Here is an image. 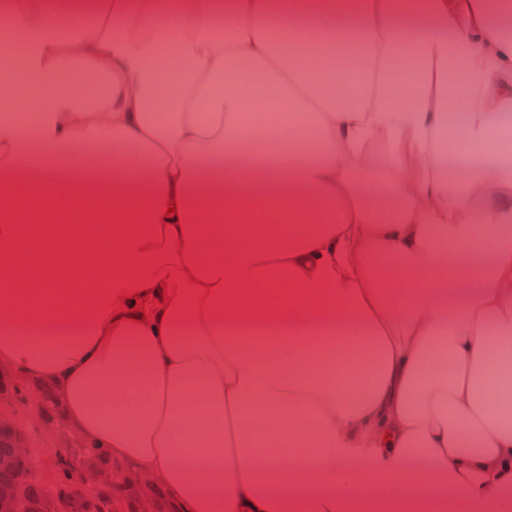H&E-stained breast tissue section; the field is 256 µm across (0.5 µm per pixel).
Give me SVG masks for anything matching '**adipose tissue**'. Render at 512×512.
Returning a JSON list of instances; mask_svg holds the SVG:
<instances>
[{"label": "adipose tissue", "mask_w": 512, "mask_h": 512, "mask_svg": "<svg viewBox=\"0 0 512 512\" xmlns=\"http://www.w3.org/2000/svg\"><path fill=\"white\" fill-rule=\"evenodd\" d=\"M92 11L8 3L0 366L175 512H512V0ZM1 14H0V64L12 67L15 70H21L24 63L25 47L18 40L12 41L9 45L1 49Z\"/></svg>", "instance_id": "obj_1"}]
</instances>
